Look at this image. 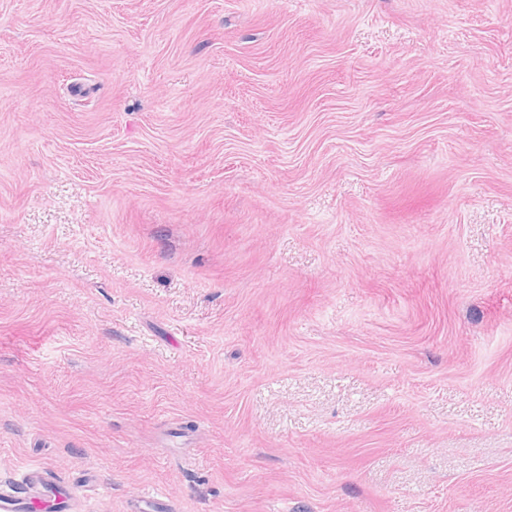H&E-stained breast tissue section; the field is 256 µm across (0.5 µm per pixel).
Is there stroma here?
<instances>
[{
    "label": "stroma",
    "instance_id": "1",
    "mask_svg": "<svg viewBox=\"0 0 512 512\" xmlns=\"http://www.w3.org/2000/svg\"><path fill=\"white\" fill-rule=\"evenodd\" d=\"M512 512V0H0V491Z\"/></svg>",
    "mask_w": 512,
    "mask_h": 512
}]
</instances>
